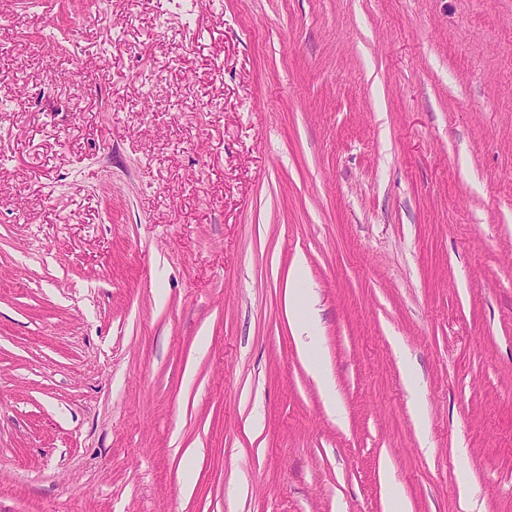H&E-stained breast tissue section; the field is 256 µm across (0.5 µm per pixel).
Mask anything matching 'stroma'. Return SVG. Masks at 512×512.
<instances>
[{
	"label": "stroma",
	"mask_w": 512,
	"mask_h": 512,
	"mask_svg": "<svg viewBox=\"0 0 512 512\" xmlns=\"http://www.w3.org/2000/svg\"><path fill=\"white\" fill-rule=\"evenodd\" d=\"M1 71L0 512H512V0H0ZM306 302H303L301 294L295 291L289 293V313L295 320L298 335L308 338L307 341H302L301 355L320 386L326 408L339 413L335 387L325 374L324 363L318 352V322L307 296Z\"/></svg>",
	"instance_id": "stroma-1"
}]
</instances>
